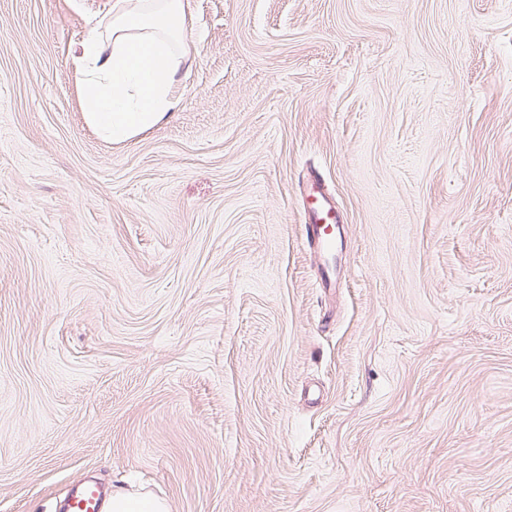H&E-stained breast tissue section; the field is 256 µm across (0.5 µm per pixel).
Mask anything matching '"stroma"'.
<instances>
[{"label": "stroma", "instance_id": "1", "mask_svg": "<svg viewBox=\"0 0 512 512\" xmlns=\"http://www.w3.org/2000/svg\"><path fill=\"white\" fill-rule=\"evenodd\" d=\"M184 4L113 143L112 0H0V512H512V0ZM107 30L97 23L84 38V116L101 136L123 142L159 124L177 105L178 59L171 46L186 37L184 1L114 0ZM106 40L111 52L103 57ZM310 203V224H307L308 233L321 251L330 252L334 249L336 243L331 226L335 214L331 208L326 209L322 201L317 198H314ZM314 203L315 206L312 205ZM67 512H102L103 498L92 485H83L73 492ZM104 509L106 512H167V505L149 494L115 492Z\"/></svg>", "mask_w": 512, "mask_h": 512}]
</instances>
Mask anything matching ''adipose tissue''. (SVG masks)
Wrapping results in <instances>:
<instances>
[{"mask_svg":"<svg viewBox=\"0 0 512 512\" xmlns=\"http://www.w3.org/2000/svg\"><path fill=\"white\" fill-rule=\"evenodd\" d=\"M186 31L184 0H113L109 24L90 27L83 42L87 123L115 142L159 124L178 102L171 47Z\"/></svg>","mask_w":512,"mask_h":512,"instance_id":"obj_1","label":"adipose tissue"}]
</instances>
